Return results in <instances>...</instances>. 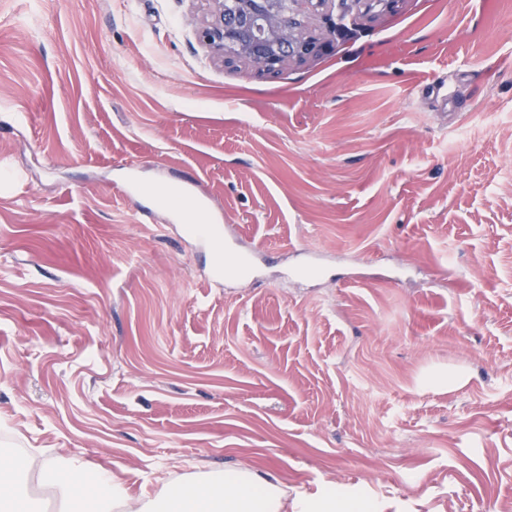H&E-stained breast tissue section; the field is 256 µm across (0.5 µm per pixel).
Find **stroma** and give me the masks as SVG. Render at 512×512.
<instances>
[{"mask_svg":"<svg viewBox=\"0 0 512 512\" xmlns=\"http://www.w3.org/2000/svg\"><path fill=\"white\" fill-rule=\"evenodd\" d=\"M207 8L0 0V453L499 512L512 0H327L330 47L273 76L212 57ZM175 177L257 277L211 285L149 192Z\"/></svg>","mask_w":512,"mask_h":512,"instance_id":"obj_1","label":"stroma"}]
</instances>
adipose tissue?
Wrapping results in <instances>:
<instances>
[{
  "instance_id": "1",
  "label": "adipose tissue",
  "mask_w": 512,
  "mask_h": 512,
  "mask_svg": "<svg viewBox=\"0 0 512 512\" xmlns=\"http://www.w3.org/2000/svg\"><path fill=\"white\" fill-rule=\"evenodd\" d=\"M26 460L0 459V505L17 512L25 491L20 481ZM87 470L80 456L66 462L42 461L38 468L42 486L60 503L82 498L90 512H336V489L327 487L320 500L287 506L286 493L277 478L248 467L212 471L192 480L171 478L159 494L130 496L110 471L97 475L93 486L82 477Z\"/></svg>"
}]
</instances>
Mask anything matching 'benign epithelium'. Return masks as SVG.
<instances>
[{
	"label": "benign epithelium",
	"mask_w": 512,
	"mask_h": 512,
	"mask_svg": "<svg viewBox=\"0 0 512 512\" xmlns=\"http://www.w3.org/2000/svg\"><path fill=\"white\" fill-rule=\"evenodd\" d=\"M211 19L199 39L222 59L245 62L259 76L322 49L304 25L303 5L313 0H209Z\"/></svg>",
	"instance_id": "1"
}]
</instances>
